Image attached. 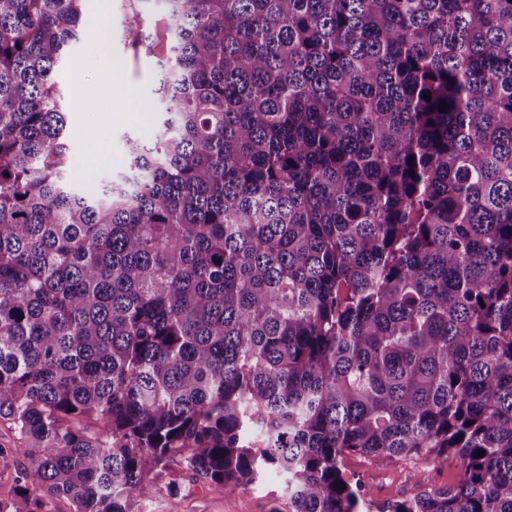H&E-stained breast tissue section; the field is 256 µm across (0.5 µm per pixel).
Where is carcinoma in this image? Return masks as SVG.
Masks as SVG:
<instances>
[{
    "label": "carcinoma",
    "instance_id": "obj_1",
    "mask_svg": "<svg viewBox=\"0 0 512 512\" xmlns=\"http://www.w3.org/2000/svg\"><path fill=\"white\" fill-rule=\"evenodd\" d=\"M83 2L0 0V512H139L177 457L370 512L345 455L450 453L381 512H512V0H165L159 120L94 197L53 78ZM28 461L19 454H9L2 460L0 457V498H8L21 477L28 471Z\"/></svg>",
    "mask_w": 512,
    "mask_h": 512
}]
</instances>
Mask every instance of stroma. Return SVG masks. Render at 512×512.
Wrapping results in <instances>:
<instances>
[{
  "label": "stroma",
  "mask_w": 512,
  "mask_h": 512,
  "mask_svg": "<svg viewBox=\"0 0 512 512\" xmlns=\"http://www.w3.org/2000/svg\"><path fill=\"white\" fill-rule=\"evenodd\" d=\"M126 19V0H85L81 29L86 39L74 42L55 68V81L63 96L67 113V137L70 148V175L77 189L95 191L100 177L121 171L125 163L126 138L149 136L155 129L154 113L145 111L144 100L157 85L156 55L134 54L125 45L122 28ZM111 33L110 44H103V33ZM112 63L124 78L129 96L121 119H114L110 87L103 66ZM99 128L96 139L81 136L83 126ZM17 439L9 424L0 422V446L7 448L0 459V498L10 497L29 464L13 453ZM345 477L369 491L373 512L388 504L416 496L423 488H452L462 479L463 470L456 456L434 465L422 459L387 458L376 463L360 455L346 456ZM424 472L426 484H418L416 472ZM176 483L178 492H164L167 483ZM140 512H288V496L281 481L267 476L248 487H226L212 491L206 477L184 464L171 461L157 485L145 487L139 494Z\"/></svg>",
  "instance_id": "35a3bbf8"
}]
</instances>
